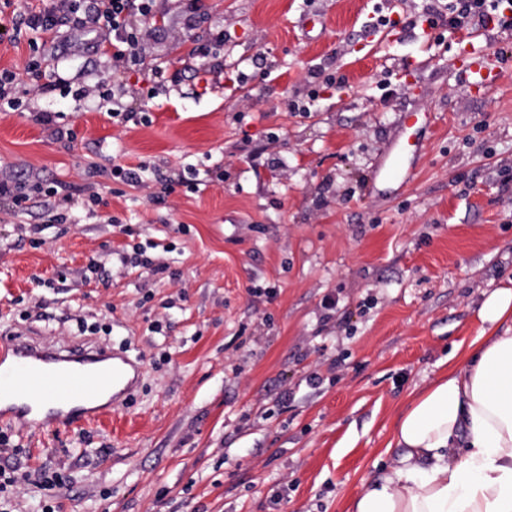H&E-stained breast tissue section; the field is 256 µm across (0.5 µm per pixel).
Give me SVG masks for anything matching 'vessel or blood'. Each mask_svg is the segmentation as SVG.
I'll return each instance as SVG.
<instances>
[{
  "label": "vessel or blood",
  "instance_id": "vessel-or-blood-1",
  "mask_svg": "<svg viewBox=\"0 0 512 512\" xmlns=\"http://www.w3.org/2000/svg\"><path fill=\"white\" fill-rule=\"evenodd\" d=\"M485 54L470 51L461 71L465 85L486 87L493 76ZM416 144L402 140L370 174L368 192L396 178L401 160L414 159ZM140 358L110 347L61 348L29 340L15 332L0 336V412L19 432L59 424L100 422L118 410L135 389L142 372Z\"/></svg>",
  "mask_w": 512,
  "mask_h": 512
}]
</instances>
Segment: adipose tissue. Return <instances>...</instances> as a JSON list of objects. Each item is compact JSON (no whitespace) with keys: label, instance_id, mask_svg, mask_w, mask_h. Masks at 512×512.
<instances>
[{"label":"adipose tissue","instance_id":"obj_1","mask_svg":"<svg viewBox=\"0 0 512 512\" xmlns=\"http://www.w3.org/2000/svg\"><path fill=\"white\" fill-rule=\"evenodd\" d=\"M463 361L398 417L391 464L348 512H512V288L481 302Z\"/></svg>","mask_w":512,"mask_h":512}]
</instances>
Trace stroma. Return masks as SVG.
Instances as JSON below:
<instances>
[{"label":"stroma","mask_w":512,"mask_h":512,"mask_svg":"<svg viewBox=\"0 0 512 512\" xmlns=\"http://www.w3.org/2000/svg\"><path fill=\"white\" fill-rule=\"evenodd\" d=\"M430 2L153 0L118 80L91 25L14 34L54 0L0 7L21 102L0 167L33 187L28 211L0 200V333L144 361L112 419L12 435L14 512H347L391 463L397 416L512 287V27L490 31L496 83L468 88L467 34L421 32ZM404 113L419 157L366 194ZM135 245L167 271L122 269Z\"/></svg>","instance_id":"1"}]
</instances>
